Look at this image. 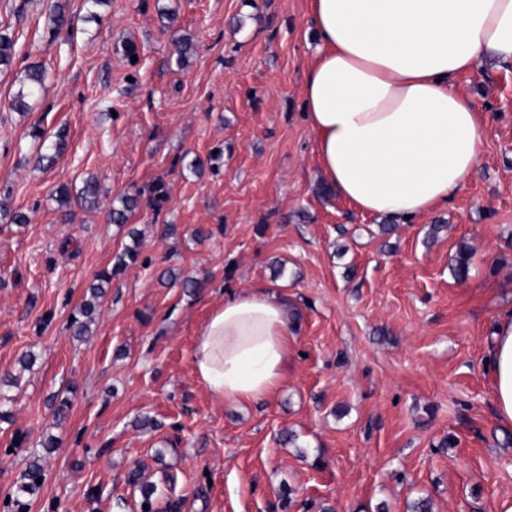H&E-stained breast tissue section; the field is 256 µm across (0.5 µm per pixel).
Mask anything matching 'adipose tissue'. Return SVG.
Returning a JSON list of instances; mask_svg holds the SVG:
<instances>
[{
  "mask_svg": "<svg viewBox=\"0 0 512 512\" xmlns=\"http://www.w3.org/2000/svg\"><path fill=\"white\" fill-rule=\"evenodd\" d=\"M317 57L303 80L325 178L358 211L407 221L447 203L485 138L456 79L488 56L512 64V0H309ZM296 322L286 294L232 292L198 330L197 381L227 405L271 396ZM499 422L512 428V313L487 357Z\"/></svg>",
  "mask_w": 512,
  "mask_h": 512,
  "instance_id": "obj_1",
  "label": "adipose tissue"
}]
</instances>
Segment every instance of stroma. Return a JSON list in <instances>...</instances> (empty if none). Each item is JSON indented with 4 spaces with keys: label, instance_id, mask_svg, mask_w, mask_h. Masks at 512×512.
I'll use <instances>...</instances> for the list:
<instances>
[{
    "label": "stroma",
    "instance_id": "obj_1",
    "mask_svg": "<svg viewBox=\"0 0 512 512\" xmlns=\"http://www.w3.org/2000/svg\"><path fill=\"white\" fill-rule=\"evenodd\" d=\"M53 2L0 0L16 38L0 68V198L28 217L0 215V512L15 496L26 512H143L127 482L139 464L157 487L150 512H412L422 499L497 512L512 497V430L486 357L512 311V65L488 57L457 81L485 124L479 169L384 235L380 217L315 192L308 0H69L73 26L56 34ZM178 36L196 45L182 65ZM37 62L45 87L18 112ZM36 124L66 135L53 166L37 161ZM217 149L219 171H197ZM91 176L100 210L66 215L53 189ZM158 178L161 211L108 223L124 192ZM132 228L136 264L74 337L72 314ZM167 270L204 286H163ZM260 285L287 290L296 312L288 370L273 396L225 405L194 376L195 338L226 294ZM37 454L45 480L19 495ZM46 70L42 66H32L27 70L25 80L20 84L16 95L12 99L14 109L26 112L29 109L28 100L43 87Z\"/></svg>",
    "mask_w": 512,
    "mask_h": 512
}]
</instances>
